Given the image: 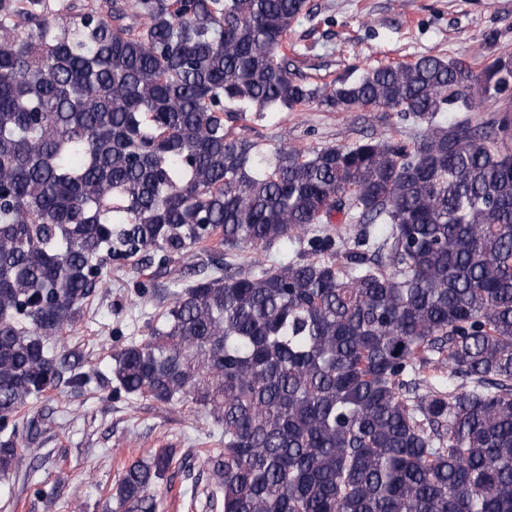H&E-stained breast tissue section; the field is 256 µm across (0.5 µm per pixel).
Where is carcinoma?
<instances>
[{"label": "carcinoma", "mask_w": 512, "mask_h": 512, "mask_svg": "<svg viewBox=\"0 0 512 512\" xmlns=\"http://www.w3.org/2000/svg\"><path fill=\"white\" fill-rule=\"evenodd\" d=\"M308 11L0 0L1 478L23 465L20 411L97 374L54 349L104 259L167 273L203 246L211 273L112 372L114 393L223 429L204 460L223 512H512V52L491 30L479 66L429 54L315 85L289 72ZM486 100L502 113L473 122ZM314 101L416 132L269 154L230 129ZM337 214L353 241L323 228ZM312 231L287 261H229ZM171 462L127 467L116 509L155 512Z\"/></svg>", "instance_id": "obj_1"}]
</instances>
